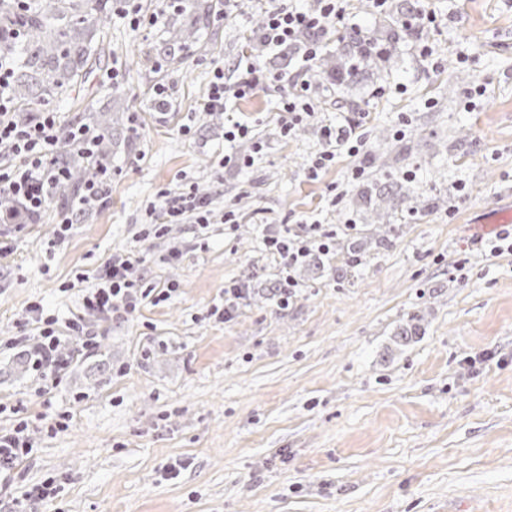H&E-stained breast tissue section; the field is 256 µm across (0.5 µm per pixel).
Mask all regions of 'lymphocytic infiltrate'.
I'll list each match as a JSON object with an SVG mask.
<instances>
[{
  "label": "lymphocytic infiltrate",
  "mask_w": 512,
  "mask_h": 512,
  "mask_svg": "<svg viewBox=\"0 0 512 512\" xmlns=\"http://www.w3.org/2000/svg\"><path fill=\"white\" fill-rule=\"evenodd\" d=\"M348 0H319V10L308 13L292 7L270 11L266 17L264 36L269 44L281 46L295 41L301 31L315 35L316 40L307 49L308 59H315L320 49L318 38L346 20ZM12 68L0 59V145H7L14 155L23 158V165L0 171V195L11 196L12 207L0 211V224H27L37 217L64 176L61 168L52 164L58 148V121L55 113L43 112L24 124L16 123L11 115L12 101L7 86ZM160 213L168 223L194 219L207 223L208 204L194 192L163 193ZM332 232L318 224L302 225L300 231L284 229L266 235L268 249L278 255L285 265H292L311 250L328 251ZM135 262L118 259L106 263L94 283L86 288L83 308L107 316L117 312L132 314L140 300L136 291ZM29 312L41 326L40 339L33 348V365L45 385L57 383L68 369L70 360L58 350L60 339L52 318L46 317L40 306H31Z\"/></svg>",
  "instance_id": "lymphocytic-infiltrate-1"
}]
</instances>
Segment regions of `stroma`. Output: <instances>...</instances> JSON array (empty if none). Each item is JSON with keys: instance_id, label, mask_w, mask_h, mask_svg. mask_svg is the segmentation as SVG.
I'll return each mask as SVG.
<instances>
[{"instance_id": "obj_1", "label": "stroma", "mask_w": 512, "mask_h": 512, "mask_svg": "<svg viewBox=\"0 0 512 512\" xmlns=\"http://www.w3.org/2000/svg\"><path fill=\"white\" fill-rule=\"evenodd\" d=\"M186 2L141 0L137 28L113 18L80 97L35 106L70 127L113 89L126 96L98 208L61 239L63 209L47 201L0 260V431L28 422L35 444L0 498L52 481L58 494L37 512H512V250L490 253L512 233V0H412L443 18L428 29L434 61L412 38L387 40L390 62L355 83L320 73L304 43L245 46L257 17L316 0H238L205 51L146 71L164 17ZM349 12L321 52H339L341 35L385 37L373 0ZM219 69L256 90L203 111ZM301 74L322 95L286 136L281 101ZM160 84L172 93L163 113ZM476 85L486 93L470 109ZM233 119L252 132L228 142ZM345 121L359 153L310 178L321 126ZM186 184L208 201V224L149 233L161 192ZM313 222L335 243L292 268L281 299L263 239ZM127 257L149 297L129 316L86 315L87 278ZM233 284L242 297L219 319ZM36 304L71 355L48 388L25 355ZM78 318L93 351L68 328Z\"/></svg>"}]
</instances>
